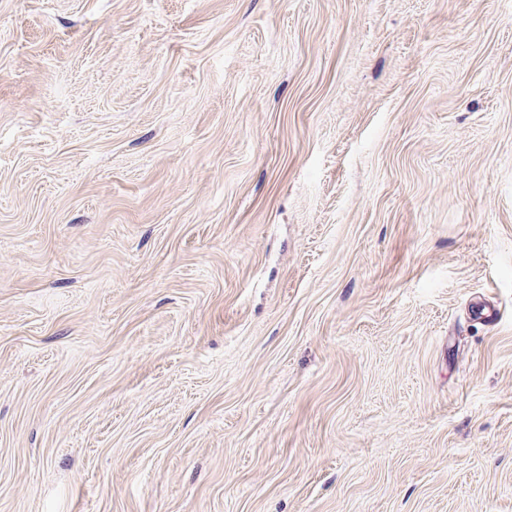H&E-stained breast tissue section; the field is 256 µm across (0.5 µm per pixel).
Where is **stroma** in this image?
<instances>
[{
  "label": "stroma",
  "instance_id": "obj_1",
  "mask_svg": "<svg viewBox=\"0 0 512 512\" xmlns=\"http://www.w3.org/2000/svg\"><path fill=\"white\" fill-rule=\"evenodd\" d=\"M0 512H512V0H0Z\"/></svg>",
  "mask_w": 512,
  "mask_h": 512
}]
</instances>
